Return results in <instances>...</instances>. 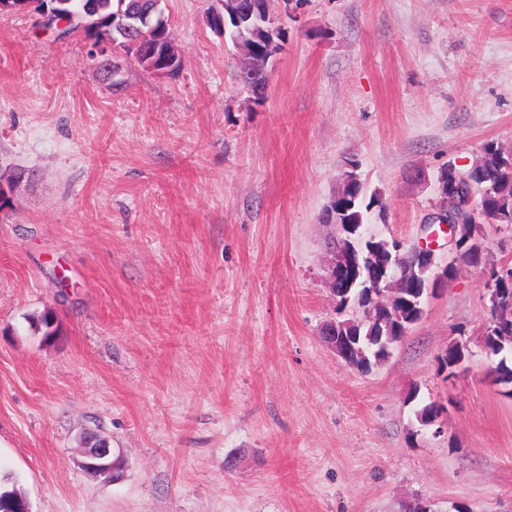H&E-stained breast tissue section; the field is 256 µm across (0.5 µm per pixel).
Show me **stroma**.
Returning <instances> with one entry per match:
<instances>
[{
  "label": "stroma",
  "mask_w": 512,
  "mask_h": 512,
  "mask_svg": "<svg viewBox=\"0 0 512 512\" xmlns=\"http://www.w3.org/2000/svg\"><path fill=\"white\" fill-rule=\"evenodd\" d=\"M214 6L165 0L178 74L116 50L108 79L83 33L0 13V176L25 173L0 208V472L30 512H512L483 268L361 370L321 337L320 221L352 162L386 204L371 233L410 248L440 168L512 152V0H275L260 103ZM88 428L120 480L82 469Z\"/></svg>",
  "instance_id": "35a3bbf8"
}]
</instances>
